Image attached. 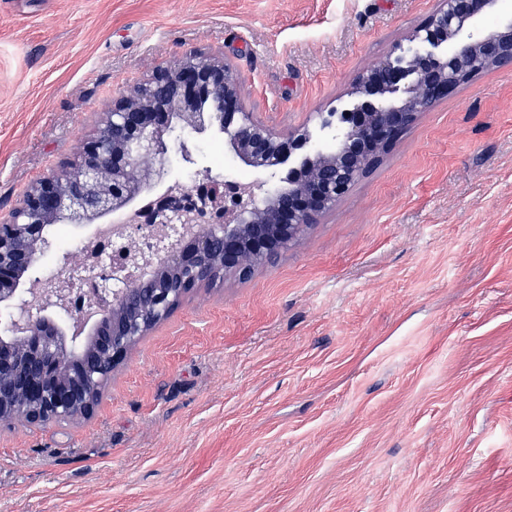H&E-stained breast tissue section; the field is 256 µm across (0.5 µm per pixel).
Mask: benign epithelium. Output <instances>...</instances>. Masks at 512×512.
<instances>
[{
  "mask_svg": "<svg viewBox=\"0 0 512 512\" xmlns=\"http://www.w3.org/2000/svg\"><path fill=\"white\" fill-rule=\"evenodd\" d=\"M498 10L499 0H441L416 32L426 49L408 57L396 46L362 74L351 108L337 116L336 149L310 160L286 187L265 185L279 179L281 166L305 150L310 137L279 134L245 111L238 78L224 58L185 51L114 99L82 151L32 183L0 223V304L12 309L0 325V428L90 418L115 370L175 304L217 274L245 275L273 260L380 162L418 113L464 78L512 65V17L491 29L482 25ZM201 99L223 111H195ZM212 124L231 130L236 155L266 176L224 184L225 193L244 204L213 211L208 173L190 186L170 184L153 208L98 227L89 273L70 267L57 282L19 289L49 245L50 225L87 224L128 207L167 175L162 165L141 166L142 159L163 160L175 128L197 133ZM207 220L206 232H191ZM143 224L155 227L160 264L154 251L113 262L102 241L117 229L135 234ZM125 279L133 285L112 291V281ZM54 310L73 321L72 336L49 316Z\"/></svg>",
  "mask_w": 512,
  "mask_h": 512,
  "instance_id": "obj_1",
  "label": "benign epithelium"
}]
</instances>
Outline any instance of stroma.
Segmentation results:
<instances>
[{
	"label": "stroma",
	"instance_id": "obj_1",
	"mask_svg": "<svg viewBox=\"0 0 512 512\" xmlns=\"http://www.w3.org/2000/svg\"><path fill=\"white\" fill-rule=\"evenodd\" d=\"M440 0H0V221L112 100L223 55L246 111L329 113ZM170 181L259 180L211 127ZM56 230L34 278L80 264ZM0 512H512V66L435 102L274 263L191 292L79 424L0 429Z\"/></svg>",
	"mask_w": 512,
	"mask_h": 512
}]
</instances>
